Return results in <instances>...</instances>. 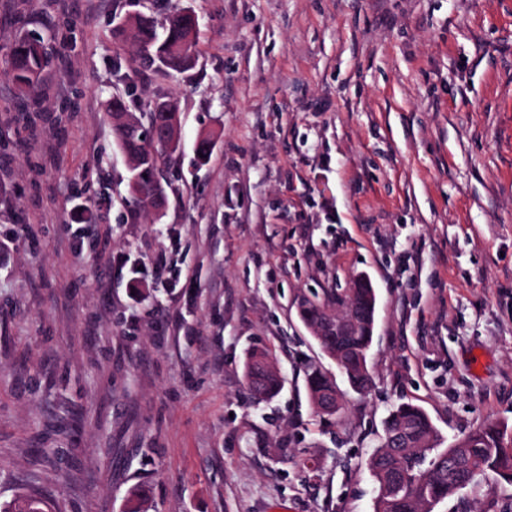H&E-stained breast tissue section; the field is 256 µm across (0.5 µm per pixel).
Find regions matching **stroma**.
<instances>
[{"mask_svg":"<svg viewBox=\"0 0 512 512\" xmlns=\"http://www.w3.org/2000/svg\"><path fill=\"white\" fill-rule=\"evenodd\" d=\"M143 3L194 10L193 69L125 79L114 0H0V504L28 486L125 512L142 485L149 512H372L394 406L449 443L512 427V0ZM27 33L54 56L28 125L7 64ZM115 93L178 106L162 214L125 203ZM359 274L378 297L362 396L295 307ZM254 348L285 379L268 401ZM314 368L335 415L309 403ZM435 512H512V486ZM245 368L248 386L256 399L262 400L280 391L283 381L271 362L269 352L265 350L252 351L248 355Z\"/></svg>","mask_w":512,"mask_h":512,"instance_id":"1","label":"stroma"}]
</instances>
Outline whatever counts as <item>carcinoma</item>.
Wrapping results in <instances>:
<instances>
[{"mask_svg":"<svg viewBox=\"0 0 512 512\" xmlns=\"http://www.w3.org/2000/svg\"><path fill=\"white\" fill-rule=\"evenodd\" d=\"M123 40L136 48L131 70L136 75L151 71L168 76L196 65L199 40L197 15L188 9L171 12L157 23L153 13L129 14L120 31ZM14 82L25 92H38L51 53L44 39L24 36L8 53ZM112 135L128 163L129 206L135 211L161 212L168 201L164 172L180 147L167 142L169 130L180 123V113L170 101L158 98L143 105L136 117L120 95L107 100ZM377 294L367 277L348 288H336L324 300L306 299L297 306L298 317L315 334L322 352L336 359L349 385L362 392L371 375L367 356L373 341ZM248 386L256 399L278 393L282 379L269 352L255 350L246 364ZM307 394L313 406L337 394L320 372L311 373ZM443 439L428 414L419 406L402 403L385 422L384 437L371 454L367 469L375 483L373 512H434L440 503L479 478L512 484V430L488 422L464 438L442 447ZM60 512L55 500L29 489L0 506V512ZM128 512H145L149 498L136 485L126 494Z\"/></svg>","mask_w":512,"mask_h":512,"instance_id":"carcinoma-1","label":"carcinoma"}]
</instances>
